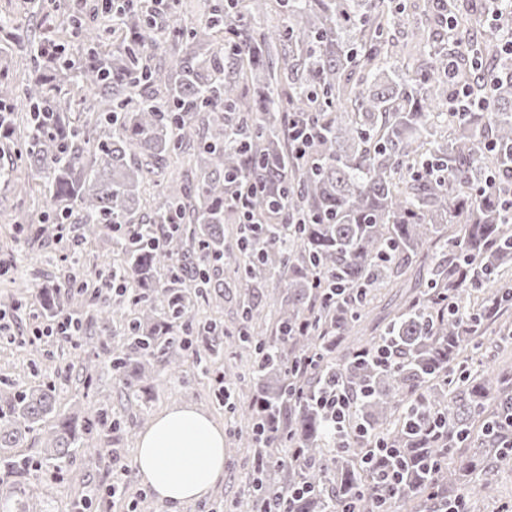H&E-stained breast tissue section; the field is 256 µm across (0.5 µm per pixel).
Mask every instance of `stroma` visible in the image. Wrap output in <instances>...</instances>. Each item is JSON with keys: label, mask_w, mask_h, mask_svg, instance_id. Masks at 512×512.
I'll use <instances>...</instances> for the list:
<instances>
[{"label": "stroma", "mask_w": 512, "mask_h": 512, "mask_svg": "<svg viewBox=\"0 0 512 512\" xmlns=\"http://www.w3.org/2000/svg\"><path fill=\"white\" fill-rule=\"evenodd\" d=\"M19 148V139H0V167L7 171L5 177H0V261L9 267L8 272L0 274V309L12 318L14 334L13 341L0 342V381L32 385L54 382L59 411L75 412L84 418L93 417L101 403H108L117 422L115 435L119 439L118 451L112 459H99L90 449L78 454L63 474L53 478L51 485L31 484V512H72V503L80 499L88 484H108L113 467L120 465L129 468L128 494L108 506L107 512H167L141 484L133 464L142 431L161 412L186 404L206 411L223 425L224 480L209 495L184 504L180 512H227L229 505L245 491L246 478L254 467L252 449L242 447L234 431L246 423L255 379L247 354L239 352L227 337L212 336L207 327L213 323L238 329L243 307L255 300L261 306H269L280 288L278 281L269 280L256 298L245 289L234 287L225 289L223 299L217 302L195 298L184 332L192 346L180 353L182 367L170 375L163 361H155L154 377L132 394L126 393L110 368L112 358L124 350V325L115 322L114 337L106 338L104 347L95 351L94 382L91 387H84L73 341L58 336L38 339L33 335L35 328L45 325L44 318L36 313L38 290L69 268L70 263L63 255L71 245L78 252L83 273L107 270L114 258L112 234L101 227L92 230L88 225L71 221L58 225L56 236L37 237L30 226L16 223L19 215L40 218L49 201L43 181L20 160ZM416 293L410 283L372 292L357 327L358 338L367 341L383 336L399 304ZM210 342L219 349L216 368L225 371L234 383L233 405H225L218 383L202 377L196 369L195 351ZM469 356L468 367L474 373L489 374L511 367L512 339L487 335L478 347L470 349ZM481 478L492 483L495 496L485 498L479 487H472L468 492L472 512H512V460L496 463L483 471Z\"/></svg>", "instance_id": "obj_1"}]
</instances>
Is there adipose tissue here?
<instances>
[{"mask_svg":"<svg viewBox=\"0 0 512 512\" xmlns=\"http://www.w3.org/2000/svg\"><path fill=\"white\" fill-rule=\"evenodd\" d=\"M135 466L168 512L205 497L224 480V429L204 411L176 406L142 433Z\"/></svg>","mask_w":512,"mask_h":512,"instance_id":"adipose-tissue-1","label":"adipose tissue"}]
</instances>
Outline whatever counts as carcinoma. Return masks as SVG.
Segmentation results:
<instances>
[{"label": "carcinoma", "instance_id": "cac0c4a2", "mask_svg": "<svg viewBox=\"0 0 512 512\" xmlns=\"http://www.w3.org/2000/svg\"><path fill=\"white\" fill-rule=\"evenodd\" d=\"M272 3L284 18L277 34L259 26ZM412 7L417 50L406 61L390 39L405 0H218L189 24L178 0H138L117 19L44 0L35 46L26 16H0V36L29 67L21 82L0 70V130L10 138L22 128L20 157L50 184L36 233L75 212L109 230L137 225L133 237L113 236L122 258L112 270L133 296L90 319L102 333L118 316L125 322L126 350L112 361L124 390L153 376L155 350L183 347L157 333L186 318L185 289L224 287L220 270L249 290L270 277L282 284L269 313L248 305L241 316L238 346L257 377L244 446L259 458L287 441L299 455L273 476L254 468L240 512L282 500L289 512L381 510L366 443L328 447L313 399L326 375L350 395L352 419L406 462L394 503L436 512L509 453L512 370L485 376L463 366L469 344L512 307V289L492 287L512 269V183L503 179L512 169V57L493 33L512 27V10L489 15L469 0ZM436 117L451 130L441 141ZM295 124L318 130L303 153L293 149ZM174 158L198 173L193 190L160 179ZM240 191L251 193L258 223L240 224L232 249L224 225L239 224L230 201ZM426 246L440 259L420 295L379 341L339 352L370 292L405 281ZM74 278L68 270L41 289L45 315L66 313L60 297ZM269 320L272 338L254 333ZM380 345L390 364L359 360ZM57 397L51 382L0 390V449L32 432L42 445L35 461L0 455L10 481L0 512H27L29 478L63 472L93 430L115 427L109 405L79 424L56 412ZM454 448L470 450L458 465L448 461ZM303 483L312 492L296 501Z\"/></svg>", "mask_w": 512, "mask_h": 512}]
</instances>
